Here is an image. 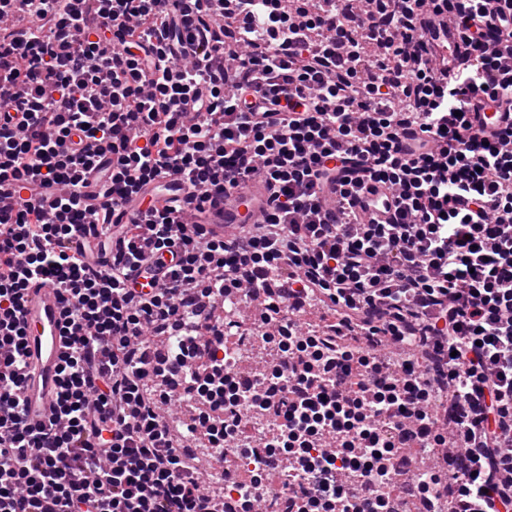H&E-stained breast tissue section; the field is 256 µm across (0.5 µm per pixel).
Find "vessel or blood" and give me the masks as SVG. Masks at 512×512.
Wrapping results in <instances>:
<instances>
[{"label":"vessel or blood","mask_w":512,"mask_h":512,"mask_svg":"<svg viewBox=\"0 0 512 512\" xmlns=\"http://www.w3.org/2000/svg\"><path fill=\"white\" fill-rule=\"evenodd\" d=\"M262 188L252 184L234 194H215L206 202L207 224L216 235L234 232L244 218L259 216L264 205ZM27 326L25 378L19 391L31 424H45L53 416L56 369L66 350L62 334V301L55 288L37 281L29 289L22 310Z\"/></svg>","instance_id":"obj_1"}]
</instances>
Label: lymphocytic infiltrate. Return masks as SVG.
<instances>
[{
    "mask_svg": "<svg viewBox=\"0 0 512 512\" xmlns=\"http://www.w3.org/2000/svg\"><path fill=\"white\" fill-rule=\"evenodd\" d=\"M512 0H0V512H389L411 431L428 512H512ZM504 113L484 130L481 115ZM185 195L119 220L144 188ZM228 237L185 217L250 181ZM52 190V210L13 188ZM336 187L335 211L322 198ZM111 236L83 238L92 225ZM63 302L55 416L24 419L35 280ZM259 300L277 362L222 356ZM319 305L324 328L297 319ZM240 411L227 410V402ZM210 486L189 436L234 482Z\"/></svg>",
    "mask_w": 512,
    "mask_h": 512,
    "instance_id": "lymphocytic-infiltrate-1",
    "label": "lymphocytic infiltrate"
}]
</instances>
